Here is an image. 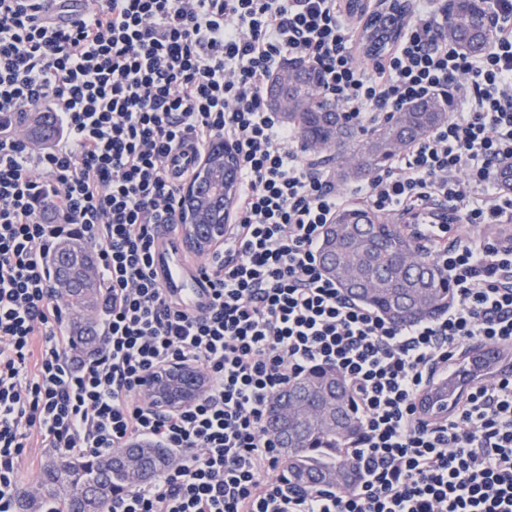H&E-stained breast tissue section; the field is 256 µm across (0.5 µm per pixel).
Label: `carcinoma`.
<instances>
[{"label": "carcinoma", "mask_w": 512, "mask_h": 512, "mask_svg": "<svg viewBox=\"0 0 512 512\" xmlns=\"http://www.w3.org/2000/svg\"><path fill=\"white\" fill-rule=\"evenodd\" d=\"M410 0H391L387 21L372 23L369 51L380 56L403 24ZM448 40L465 53L484 51L492 29L480 0H448ZM321 75L301 61L291 62L271 80L269 101L284 113L306 147L333 163L340 182L361 180L386 166L401 144H414L447 120L448 111L435 97L423 98L391 113L377 129L365 133L346 121L337 104L320 92ZM18 122L30 136L43 141L56 137L51 118L25 112ZM217 145L211 153L208 176L201 180L199 198L208 203L211 222L224 212V197L212 193L224 181L226 190L237 185V170L221 157ZM320 257L324 271L344 294L374 308L396 323L439 316L453 300V289L430 253L403 224H389L363 208L340 210L324 229ZM95 251L79 241H64L50 253L48 265L54 281L69 284L68 315L64 329L75 355L90 358L100 346L103 289ZM296 400L303 417L288 421L284 399ZM283 427L294 437V447L280 449L282 474L298 491L354 486L359 471L345 446L362 432L352 394L336 371L315 368L294 379L267 406L266 429ZM172 461L165 448L132 443L109 456L69 457L57 451L38 475V494H22V512H43L47 504L64 502L66 512H108L117 490H129L164 473Z\"/></svg>", "instance_id": "1"}]
</instances>
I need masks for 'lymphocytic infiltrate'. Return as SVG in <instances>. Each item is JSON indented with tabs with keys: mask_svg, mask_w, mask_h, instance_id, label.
<instances>
[{
	"mask_svg": "<svg viewBox=\"0 0 512 512\" xmlns=\"http://www.w3.org/2000/svg\"><path fill=\"white\" fill-rule=\"evenodd\" d=\"M40 0H0V512H16L34 446L108 455L134 442L171 467L119 491L112 512H512V371L430 418L420 392L471 342L512 356V0H493L488 48L448 41L447 11L418 0L378 61L355 56L343 0H88L60 27ZM359 127L425 97L448 120L350 191L311 159L267 103L291 61ZM50 113L57 139L16 124ZM237 145L233 229L199 267L211 301L187 313L153 271L157 229L176 222L180 150ZM374 213L457 208L418 232L448 274L439 317L397 324L346 297L322 269L326 224L349 201ZM479 244H472V236ZM63 239L99 254L102 349L79 362L46 257ZM173 363L206 391L166 413L143 380ZM317 366L346 378L363 424L350 491H296L264 431L270 398Z\"/></svg>",
	"mask_w": 512,
	"mask_h": 512,
	"instance_id": "obj_1",
	"label": "lymphocytic infiltrate"
}]
</instances>
